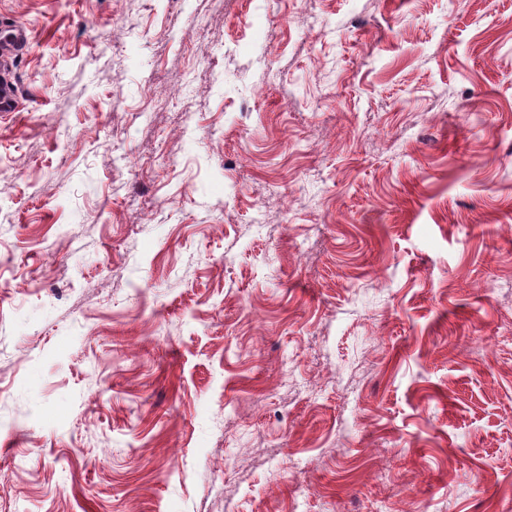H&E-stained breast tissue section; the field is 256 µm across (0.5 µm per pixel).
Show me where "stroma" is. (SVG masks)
Segmentation results:
<instances>
[{
  "label": "stroma",
  "instance_id": "stroma-1",
  "mask_svg": "<svg viewBox=\"0 0 512 512\" xmlns=\"http://www.w3.org/2000/svg\"><path fill=\"white\" fill-rule=\"evenodd\" d=\"M1 17L0 512H512V0ZM29 28L17 22L0 25V112H16L19 108L13 64L18 54L29 44Z\"/></svg>",
  "mask_w": 512,
  "mask_h": 512
}]
</instances>
